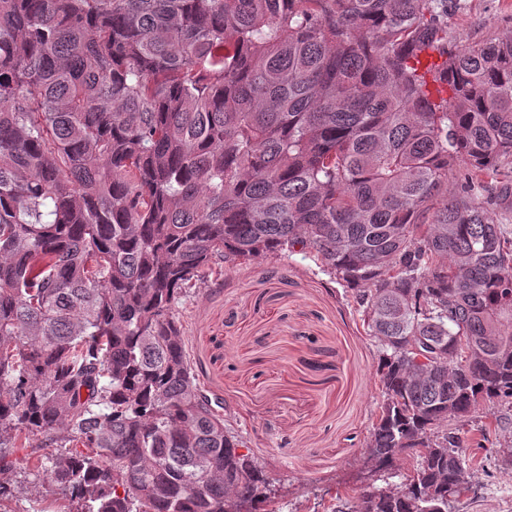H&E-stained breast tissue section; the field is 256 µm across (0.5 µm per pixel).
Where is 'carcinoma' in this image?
<instances>
[{"mask_svg": "<svg viewBox=\"0 0 512 512\" xmlns=\"http://www.w3.org/2000/svg\"><path fill=\"white\" fill-rule=\"evenodd\" d=\"M492 211L512 36L451 46L442 0H0V473L37 439L81 512H283L173 309L299 255L378 340L382 485L330 512H448L489 436L455 424L512 406Z\"/></svg>", "mask_w": 512, "mask_h": 512, "instance_id": "cac0c4a2", "label": "carcinoma"}]
</instances>
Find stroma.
<instances>
[{"label":"stroma","instance_id":"obj_1","mask_svg":"<svg viewBox=\"0 0 512 512\" xmlns=\"http://www.w3.org/2000/svg\"><path fill=\"white\" fill-rule=\"evenodd\" d=\"M512 35V0H448L456 46ZM194 369L269 464L290 512H326L337 492L372 484L361 448L381 401L376 341L345 288L313 262L259 259L210 276L176 308ZM5 512H67L26 449ZM478 481L456 512H512V410L475 449Z\"/></svg>","mask_w":512,"mask_h":512}]
</instances>
